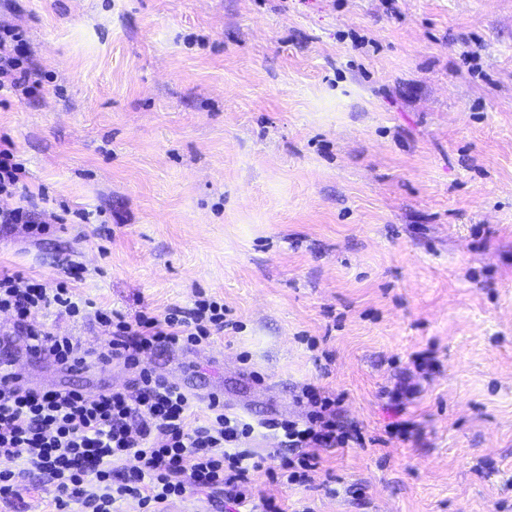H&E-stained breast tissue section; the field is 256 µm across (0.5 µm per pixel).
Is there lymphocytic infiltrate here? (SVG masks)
Listing matches in <instances>:
<instances>
[{
	"label": "lymphocytic infiltrate",
	"mask_w": 512,
	"mask_h": 512,
	"mask_svg": "<svg viewBox=\"0 0 512 512\" xmlns=\"http://www.w3.org/2000/svg\"><path fill=\"white\" fill-rule=\"evenodd\" d=\"M25 39L15 27H0V92H33L36 83L24 53ZM49 281L34 275L0 272V311L10 313L30 350L75 369L87 353L77 339L58 336L43 323L50 311L97 327L105 343L97 360H119L133 375L128 390L88 395L78 388L34 390L15 373L0 374V498L18 496L23 483L42 476L55 485L57 512H121L136 501L142 512H166L169 502L194 490H209L244 512H285L272 498H255L252 475L263 470L287 484L308 482L320 449L361 443L337 416L339 400L307 387L304 419L273 423L280 446L273 466H264L242 441L255 427L225 412L210 398L203 413H193L194 398L179 385L144 367L158 352L209 342L223 332L226 310L213 299L196 300L188 310L164 317L142 311L134 318L96 306L76 294L75 280Z\"/></svg>",
	"instance_id": "obj_1"
}]
</instances>
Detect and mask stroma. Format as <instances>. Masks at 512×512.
<instances>
[{"label":"stroma","instance_id":"35a3bbf8","mask_svg":"<svg viewBox=\"0 0 512 512\" xmlns=\"http://www.w3.org/2000/svg\"><path fill=\"white\" fill-rule=\"evenodd\" d=\"M0 26L41 81L0 96V136L51 223L0 224V268L82 266L80 295L128 316L223 301L232 327L147 365L259 422L257 455L303 387L341 396L365 447L257 496L512 512V0H0ZM9 328L24 386L131 383Z\"/></svg>","mask_w":512,"mask_h":512}]
</instances>
